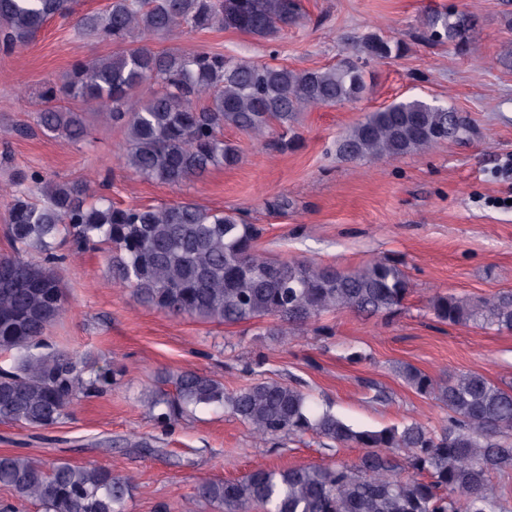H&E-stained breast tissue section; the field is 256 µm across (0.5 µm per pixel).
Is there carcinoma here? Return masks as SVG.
<instances>
[{"label":"carcinoma","instance_id":"carcinoma-1","mask_svg":"<svg viewBox=\"0 0 512 512\" xmlns=\"http://www.w3.org/2000/svg\"><path fill=\"white\" fill-rule=\"evenodd\" d=\"M73 3L0 0V49L27 43L51 19L71 15ZM301 17L300 0H111L105 10L78 17L76 28L122 49L94 62L75 61L46 95L50 102L95 104L98 116L124 127L128 169L179 187L240 161L239 149L224 141L226 127L257 139L271 135L277 150L294 146L302 112L361 100L369 90L361 60L399 58L405 44L371 31L357 38L353 56L297 71L199 49L156 51L141 40L214 27L269 38ZM420 25L425 40L470 53L475 23L465 11L434 10ZM143 88L148 92L133 98ZM38 123L65 143L88 137L84 113L71 108L47 106ZM470 130L469 119L451 108L404 98L364 113L336 140V154L388 161ZM6 229L13 254L0 256V353L11 365L0 369V422L35 429L59 424L81 399L105 392L126 372L123 365L99 369L90 355L47 341L68 311L60 239L70 240L76 253L90 243L108 245L113 279L146 307L227 326L269 319L268 336H293L335 312L388 319L412 292L394 260L340 269L269 259L256 249L259 228L237 210L213 211L192 201L118 207L102 192L92 198L82 180L20 176ZM428 310L442 324L512 330V291L477 298L439 293ZM399 376L446 410L441 425L406 420L358 428L314 403L300 381L255 378L228 391L192 370L161 376L174 392L155 391L148 403L162 428L198 407L223 408L260 439L312 434L329 451L366 449L351 463L260 467L234 480L198 482L191 501L217 512H250L254 505L263 512H512L505 492L491 484L492 475L512 472V384L471 371L435 378L409 363ZM0 486L13 496L0 503V512H18L28 501L43 512H126L134 480L102 467L3 454Z\"/></svg>","mask_w":512,"mask_h":512}]
</instances>
